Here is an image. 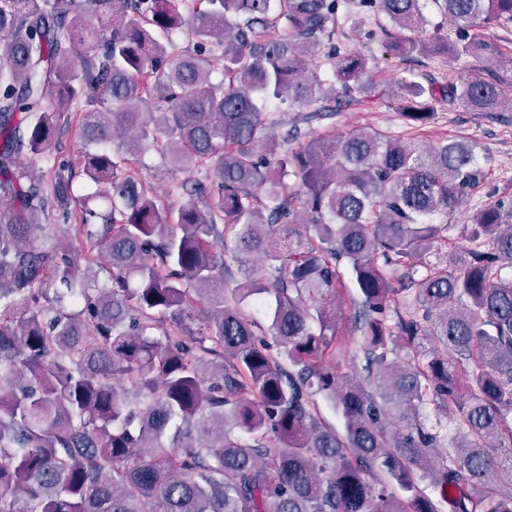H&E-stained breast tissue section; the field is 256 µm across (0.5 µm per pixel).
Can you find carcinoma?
I'll return each instance as SVG.
<instances>
[{
  "instance_id": "obj_1",
  "label": "carcinoma",
  "mask_w": 512,
  "mask_h": 512,
  "mask_svg": "<svg viewBox=\"0 0 512 512\" xmlns=\"http://www.w3.org/2000/svg\"><path fill=\"white\" fill-rule=\"evenodd\" d=\"M205 2L187 16L186 0H0V512H512V468L493 455L512 456V202L477 210L469 245L430 260L485 181L474 146L374 128L258 140L270 100L322 99L317 45L355 8L387 21L400 54L487 63L448 101L512 107V58L472 34L512 21V0ZM183 29L198 52L171 49ZM329 65L347 90L367 71L355 52ZM399 90L405 121L427 124L438 93ZM74 117L85 198L61 165L45 181L25 162ZM145 146L211 182L157 203L130 167ZM59 236L85 248L48 245ZM342 261L361 382L325 360ZM430 405L452 437L427 427Z\"/></svg>"
}]
</instances>
